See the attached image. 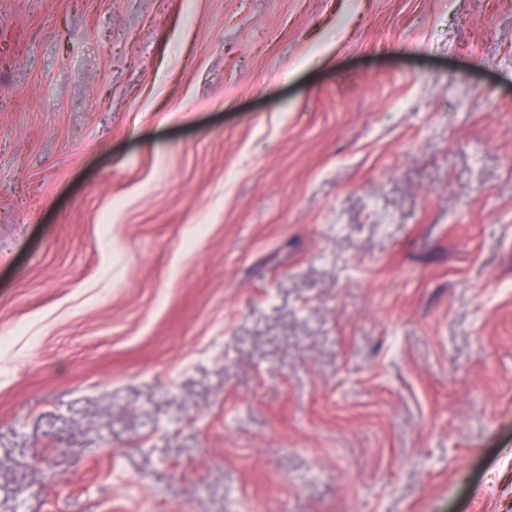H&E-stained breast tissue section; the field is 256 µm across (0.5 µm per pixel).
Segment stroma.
<instances>
[{
	"label": "stroma",
	"mask_w": 512,
	"mask_h": 512,
	"mask_svg": "<svg viewBox=\"0 0 512 512\" xmlns=\"http://www.w3.org/2000/svg\"><path fill=\"white\" fill-rule=\"evenodd\" d=\"M0 512H512V0H0Z\"/></svg>",
	"instance_id": "stroma-1"
}]
</instances>
